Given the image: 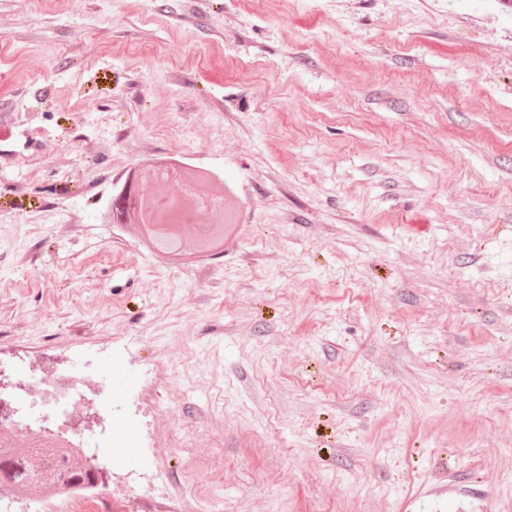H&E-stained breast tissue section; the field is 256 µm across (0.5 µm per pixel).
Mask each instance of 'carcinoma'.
Returning a JSON list of instances; mask_svg holds the SVG:
<instances>
[{
  "label": "carcinoma",
  "instance_id": "carcinoma-1",
  "mask_svg": "<svg viewBox=\"0 0 512 512\" xmlns=\"http://www.w3.org/2000/svg\"><path fill=\"white\" fill-rule=\"evenodd\" d=\"M168 174L159 167H145L136 173V181L112 196L109 224H136L147 247L172 260L188 251L208 255L224 243V229L235 223L225 205L209 209L191 205L183 195L136 193L139 181L167 184ZM91 466L83 463L79 451L57 445L0 446V489L23 493L56 491L68 485L93 483Z\"/></svg>",
  "mask_w": 512,
  "mask_h": 512
}]
</instances>
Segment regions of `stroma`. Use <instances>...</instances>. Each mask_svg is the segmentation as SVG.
Wrapping results in <instances>:
<instances>
[{"label": "stroma", "instance_id": "stroma-1", "mask_svg": "<svg viewBox=\"0 0 512 512\" xmlns=\"http://www.w3.org/2000/svg\"><path fill=\"white\" fill-rule=\"evenodd\" d=\"M148 159L207 266L105 224ZM110 349L180 512H512V0H0V346Z\"/></svg>", "mask_w": 512, "mask_h": 512}]
</instances>
